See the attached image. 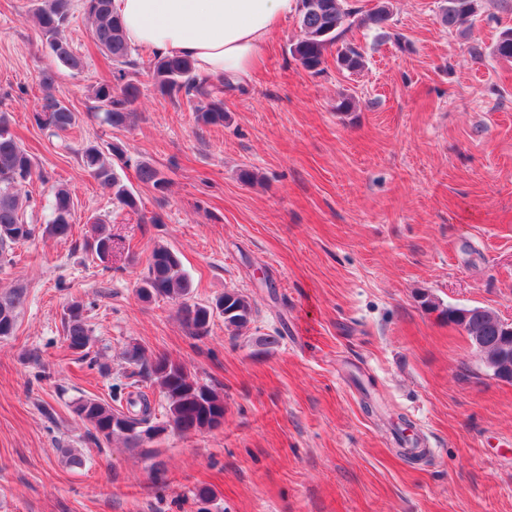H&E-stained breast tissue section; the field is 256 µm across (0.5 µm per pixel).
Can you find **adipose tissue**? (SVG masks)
Masks as SVG:
<instances>
[{
    "instance_id": "obj_1",
    "label": "adipose tissue",
    "mask_w": 512,
    "mask_h": 512,
    "mask_svg": "<svg viewBox=\"0 0 512 512\" xmlns=\"http://www.w3.org/2000/svg\"><path fill=\"white\" fill-rule=\"evenodd\" d=\"M298 0H112L127 43L184 57L199 74L245 85Z\"/></svg>"
}]
</instances>
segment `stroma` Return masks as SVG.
Wrapping results in <instances>:
<instances>
[{
  "instance_id": "1",
  "label": "stroma",
  "mask_w": 512,
  "mask_h": 512,
  "mask_svg": "<svg viewBox=\"0 0 512 512\" xmlns=\"http://www.w3.org/2000/svg\"><path fill=\"white\" fill-rule=\"evenodd\" d=\"M391 4L385 30L347 33L365 57L354 74L332 61L305 71L289 17L252 81L225 91L220 126L156 95L140 52L134 115L112 128L89 92L112 64L82 0L67 32L78 71L39 39L32 0H0V108L41 172L27 219L49 221L55 185L74 201L68 238L36 236L0 266V296L24 291L13 335L0 337V512H512V384L419 302L512 321V62L492 53L512 0H477L463 35L440 0ZM46 71L79 117L65 147L33 119ZM343 95L353 111L337 112ZM119 141L135 212L80 160L87 144ZM143 161L169 179L166 193L138 181ZM244 168L256 182H242ZM97 220L113 236L105 264L83 248ZM158 245L179 256L193 302L249 295L250 327L231 335L217 315L195 337L177 303L142 302ZM75 300L88 305L84 356L65 340ZM134 346L223 395V425L98 447L72 402H107L139 380ZM401 416L421 460L396 453Z\"/></svg>"
}]
</instances>
